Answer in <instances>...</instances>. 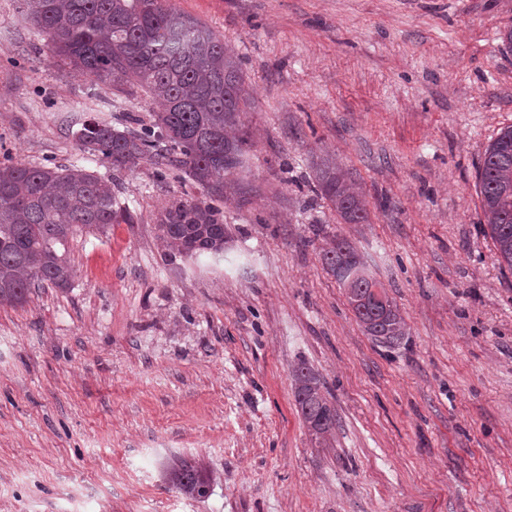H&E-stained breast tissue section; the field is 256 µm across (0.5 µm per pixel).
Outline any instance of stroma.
<instances>
[{
  "mask_svg": "<svg viewBox=\"0 0 512 512\" xmlns=\"http://www.w3.org/2000/svg\"><path fill=\"white\" fill-rule=\"evenodd\" d=\"M241 60L254 146L218 207L223 256L167 254L159 217L201 199L179 171L113 173L73 136L149 124L137 89L90 94L0 0V158L116 178L133 224L69 243L67 291L0 306V512H512V270L478 169L512 125V0H172ZM335 159L370 221L315 190ZM346 239L408 328L377 344L323 266ZM338 424L313 439L292 371ZM199 457L205 498L160 467ZM294 399L297 411L312 436L319 443L336 441V410L324 395L319 376L307 364L293 373Z\"/></svg>",
  "mask_w": 512,
  "mask_h": 512,
  "instance_id": "35a3bbf8",
  "label": "stroma"
}]
</instances>
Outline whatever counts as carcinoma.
I'll return each instance as SVG.
<instances>
[{
    "label": "carcinoma",
    "mask_w": 512,
    "mask_h": 512,
    "mask_svg": "<svg viewBox=\"0 0 512 512\" xmlns=\"http://www.w3.org/2000/svg\"><path fill=\"white\" fill-rule=\"evenodd\" d=\"M25 17L47 39L53 63L94 77L118 92L133 86L161 106L150 125L120 130L99 119L81 123L77 141L120 171L141 162L187 174L209 201L176 202L158 224L159 238L189 258L224 252L228 232L215 202L239 189L237 175L253 146L243 121L251 107L240 60L209 26L177 10L171 0H19ZM320 194L346 224L369 213L349 173L331 164L317 171ZM484 224L500 264L512 270V126L485 149L478 173ZM132 224L119 206L115 180L78 168L0 163V305L25 304L47 283L68 289L70 240L85 230ZM323 265L344 288L364 332L379 344L407 335L391 300L376 301L365 263L344 239L321 248ZM343 264L362 274L341 276ZM297 411L318 442L336 441V410L319 376L302 363L293 373ZM170 486L190 498L208 492L203 463L180 457L166 466Z\"/></svg>",
    "instance_id": "1"
}]
</instances>
